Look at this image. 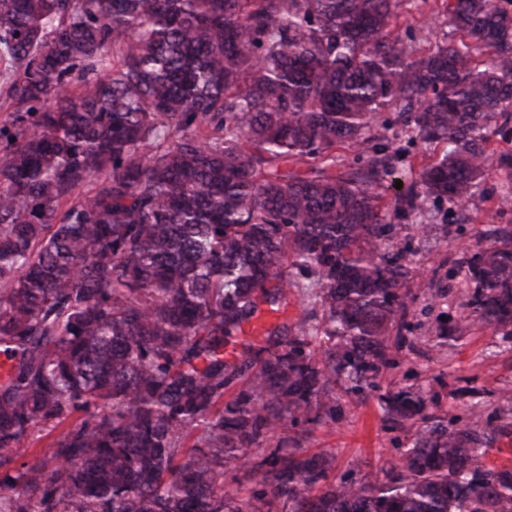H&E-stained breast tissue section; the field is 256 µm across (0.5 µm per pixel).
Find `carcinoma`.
Listing matches in <instances>:
<instances>
[{"instance_id":"1","label":"carcinoma","mask_w":512,"mask_h":512,"mask_svg":"<svg viewBox=\"0 0 512 512\" xmlns=\"http://www.w3.org/2000/svg\"><path fill=\"white\" fill-rule=\"evenodd\" d=\"M403 2L0 0V512H512L410 390L382 477L288 435L403 347L387 212L464 208L496 152L512 177V0H442L423 56ZM418 141L443 156L386 201ZM484 239L473 323L512 336V225ZM289 268L315 322L245 339Z\"/></svg>"}]
</instances>
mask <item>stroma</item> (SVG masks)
Listing matches in <instances>:
<instances>
[{
	"mask_svg": "<svg viewBox=\"0 0 512 512\" xmlns=\"http://www.w3.org/2000/svg\"><path fill=\"white\" fill-rule=\"evenodd\" d=\"M401 12L403 25L417 35L420 52L440 42L444 27L430 20L429 9L404 0ZM489 167L491 178L475 187L464 210L452 212L436 202L407 218L387 217L403 227L393 244L405 250L412 270L408 286L415 300L407 317L411 344L384 371L378 390L361 396L338 391V421L317 427L307 440V447L335 455L337 474L359 477L388 470L408 448L416 427L390 420L380 395L391 389H409L430 399L432 412L449 427L478 431L483 467L512 468V336L473 325V285L459 265L464 253L477 249L479 231L512 224V211L497 206L506 176L497 159H490ZM421 224L434 225L433 235L421 238ZM446 317L460 328L455 338L438 335Z\"/></svg>",
	"mask_w": 512,
	"mask_h": 512,
	"instance_id": "35a3bbf8",
	"label": "stroma"
}]
</instances>
